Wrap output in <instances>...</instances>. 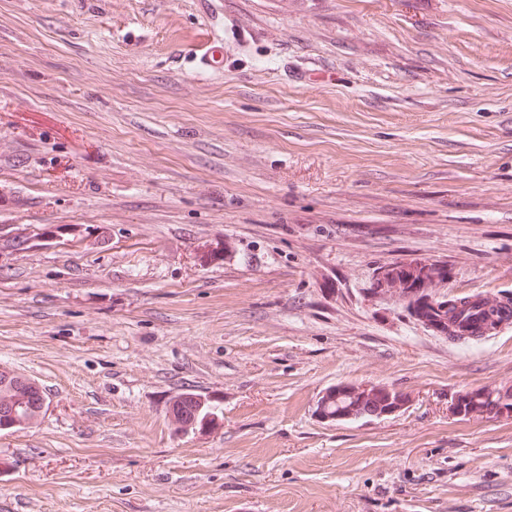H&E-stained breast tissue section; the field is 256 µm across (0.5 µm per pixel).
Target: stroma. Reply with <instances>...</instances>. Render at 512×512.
<instances>
[{
  "instance_id": "1",
  "label": "stroma",
  "mask_w": 512,
  "mask_h": 512,
  "mask_svg": "<svg viewBox=\"0 0 512 512\" xmlns=\"http://www.w3.org/2000/svg\"><path fill=\"white\" fill-rule=\"evenodd\" d=\"M410 259L512 293V0H0V365L49 398L0 512H512V416L448 410L512 328L410 317ZM407 402V393L389 386L341 382L322 394L315 411L330 421H349L391 415ZM169 413L172 422L185 431L213 422L215 415L209 401L194 393H184L176 397Z\"/></svg>"
}]
</instances>
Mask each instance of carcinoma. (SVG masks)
I'll use <instances>...</instances> for the list:
<instances>
[{
  "instance_id": "obj_1",
  "label": "carcinoma",
  "mask_w": 512,
  "mask_h": 512,
  "mask_svg": "<svg viewBox=\"0 0 512 512\" xmlns=\"http://www.w3.org/2000/svg\"><path fill=\"white\" fill-rule=\"evenodd\" d=\"M448 276L440 261L411 259L380 268L376 278L379 292L396 294L406 301L409 314L442 335L463 337L466 324L486 315L485 307L494 301L511 302L507 293H476L453 297L446 303L430 298L428 290ZM407 393L385 385L338 383L328 388L317 401L321 416L331 421L363 417H384L400 410ZM48 409V396L31 377L0 367V431L24 429L36 424ZM170 419L179 428L194 430L214 420L209 401L194 393L176 397L170 406ZM454 414L466 417L497 418L512 415V386L474 390L457 398Z\"/></svg>"
}]
</instances>
